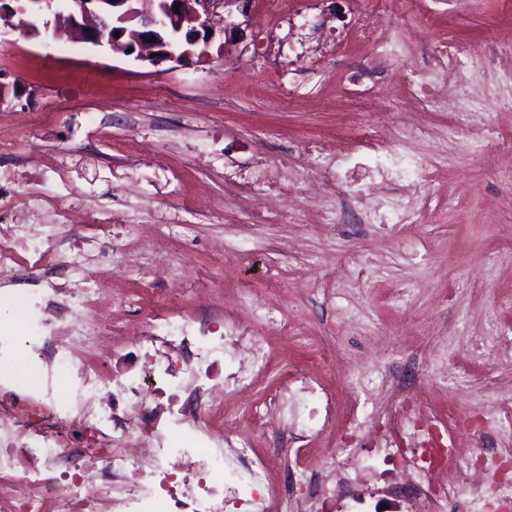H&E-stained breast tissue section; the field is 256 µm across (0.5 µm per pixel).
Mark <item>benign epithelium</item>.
<instances>
[{
    "instance_id": "obj_1",
    "label": "benign epithelium",
    "mask_w": 512,
    "mask_h": 512,
    "mask_svg": "<svg viewBox=\"0 0 512 512\" xmlns=\"http://www.w3.org/2000/svg\"><path fill=\"white\" fill-rule=\"evenodd\" d=\"M20 12L36 16L51 13L45 30H68L82 42L107 47L115 54L137 52L153 65L184 64L205 51L215 35L212 0H70L65 11L53 10L54 0H23ZM179 10H174V6ZM139 20L129 31L121 24Z\"/></svg>"
}]
</instances>
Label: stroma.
Masks as SVG:
<instances>
[{"label":"stroma","instance_id":"obj_1","mask_svg":"<svg viewBox=\"0 0 512 512\" xmlns=\"http://www.w3.org/2000/svg\"><path fill=\"white\" fill-rule=\"evenodd\" d=\"M411 2L408 17L384 24L402 45L397 61L349 42L342 69L314 75L311 95L293 99L273 81L288 69L285 43L298 38L288 16L307 9L320 20V31L305 40L319 52L326 34L340 38L357 27L349 0H251L244 13L225 5L240 32L217 31L207 56L183 66L154 67L86 43L66 49L0 23V84L23 91L0 105V140L13 142L0 154V171L16 188L32 182L43 193L49 209L35 223H49L51 210L63 209L92 234L100 213L118 212L110 244H139L151 268L181 255L170 283L177 292L204 288L227 306L253 294L274 308L275 319L254 331L266 341L275 372L226 400L225 410L269 398L318 350L329 357L323 383L364 414L373 400L395 395L390 374L407 366L429 384L442 416L490 407L496 393L489 383L512 385V358L473 361L485 381L480 388L432 378L464 362L468 337L512 327V206L499 203L512 194V133L499 132L496 153L474 158L440 135L465 96L451 97L447 112L423 113L394 94L398 73L428 64L443 39L481 51L512 38V10L500 0ZM344 70L363 73L392 96L375 104L343 95ZM471 87L489 105L473 115L469 131L482 138L507 120L491 110L506 88L497 59L485 58ZM374 125L396 133L428 128L408 147L438 164L414 179H432L454 209L440 208L425 224L342 227L325 223L284 188L268 200L276 213L268 219L248 216V193L224 182L225 172L252 171L319 136L358 138ZM132 151L142 163L128 180L123 162ZM291 208L303 210V222H289ZM165 221L183 224L182 235L159 236ZM216 242L232 253L220 265L210 254ZM98 271L103 288L137 301L122 319L126 329L157 311L159 284L127 279L108 257ZM283 315L292 331L281 329Z\"/></svg>","mask_w":512,"mask_h":512}]
</instances>
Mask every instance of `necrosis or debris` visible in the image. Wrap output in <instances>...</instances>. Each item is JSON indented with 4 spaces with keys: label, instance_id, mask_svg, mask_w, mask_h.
I'll use <instances>...</instances> for the list:
<instances>
[{
    "label": "necrosis or debris",
    "instance_id": "obj_1",
    "mask_svg": "<svg viewBox=\"0 0 512 512\" xmlns=\"http://www.w3.org/2000/svg\"><path fill=\"white\" fill-rule=\"evenodd\" d=\"M479 62L465 47L441 44L427 78L406 80V93L420 111H442L443 73L455 69L466 87ZM298 152L304 160L289 166L288 183L311 206L320 205L323 184L338 201L365 202L361 223L422 224L439 201L417 186L400 196L409 172L426 166L400 138L375 134L344 147L322 136ZM42 202L34 190L0 191V274L19 267L37 285L24 323L33 343L0 334V357L18 358L20 380L19 392L0 400V512H326L381 470L395 474L383 495L405 512H448L452 503L489 512L512 501V394L497 396L475 424L435 415L421 385L372 422L379 465L341 448L297 468L295 486L273 481L272 469L297 457L295 441L328 425L336 401L305 369L274 398L225 414L224 397L247 392L269 370L270 355L252 334L269 304L247 297V323L220 308L205 321L154 316L131 341L140 370L112 372L102 330L132 302L105 294L94 270L60 248L56 225L20 259L26 213ZM59 377L65 387H56ZM243 420L257 424L267 448L255 449Z\"/></svg>",
    "mask_w": 512,
    "mask_h": 512
}]
</instances>
